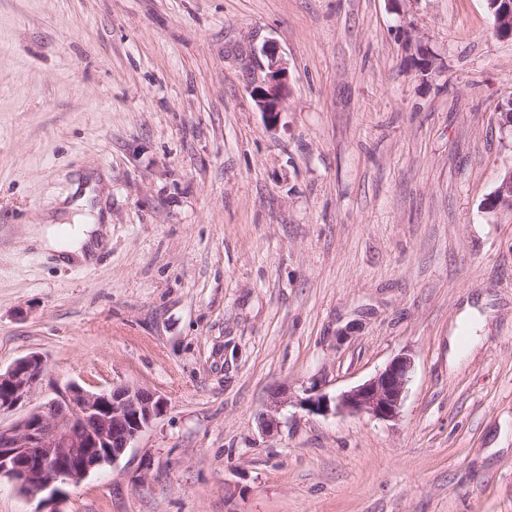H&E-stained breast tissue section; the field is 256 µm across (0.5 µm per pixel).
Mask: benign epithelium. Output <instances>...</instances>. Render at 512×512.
<instances>
[{
	"label": "benign epithelium",
	"instance_id": "7a95c632",
	"mask_svg": "<svg viewBox=\"0 0 512 512\" xmlns=\"http://www.w3.org/2000/svg\"><path fill=\"white\" fill-rule=\"evenodd\" d=\"M492 11L494 28L512 36V0ZM264 82L252 98L260 112L271 119L288 97V70L282 58L265 47ZM503 184L487 199L491 212L512 210V166L504 165ZM412 369L406 354L394 357L384 369L364 383L330 400L312 388L304 390L299 404L310 412L368 414L379 420L397 418ZM48 379V361L40 353L15 360L0 370V416L26 407ZM155 393L129 384L87 389L69 382L55 384L51 394L7 427L0 425V478L13 482L22 494L35 499L47 494L53 500L63 485L81 483L91 471L113 462L132 447L163 410Z\"/></svg>",
	"mask_w": 512,
	"mask_h": 512
}]
</instances>
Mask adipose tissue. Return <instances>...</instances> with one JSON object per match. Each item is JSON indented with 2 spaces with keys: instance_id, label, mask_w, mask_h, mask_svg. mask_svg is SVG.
<instances>
[{
  "instance_id": "1",
  "label": "adipose tissue",
  "mask_w": 512,
  "mask_h": 512,
  "mask_svg": "<svg viewBox=\"0 0 512 512\" xmlns=\"http://www.w3.org/2000/svg\"><path fill=\"white\" fill-rule=\"evenodd\" d=\"M91 191H84L74 201L64 204L63 209L73 222L75 232L68 242H61L57 222L47 217L44 224L26 227L28 240L37 242L45 250L64 255L69 261L88 262L98 251L101 240V228L98 224L99 213L93 212L90 205Z\"/></svg>"
}]
</instances>
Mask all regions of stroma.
Returning <instances> with one entry per match:
<instances>
[{
    "label": "stroma",
    "mask_w": 512,
    "mask_h": 512,
    "mask_svg": "<svg viewBox=\"0 0 512 512\" xmlns=\"http://www.w3.org/2000/svg\"><path fill=\"white\" fill-rule=\"evenodd\" d=\"M511 99L488 0H0V367L165 402L48 504L0 479V512H512ZM90 183L91 263L23 242ZM403 353L396 419L298 403ZM262 54L266 59V78L252 89L251 94L258 110L271 119L281 112L282 103L288 97V70L273 49L264 47ZM502 171L507 172L503 184L487 199L485 208L491 212L512 210V166L504 165Z\"/></svg>",
    "instance_id": "stroma-1"
}]
</instances>
